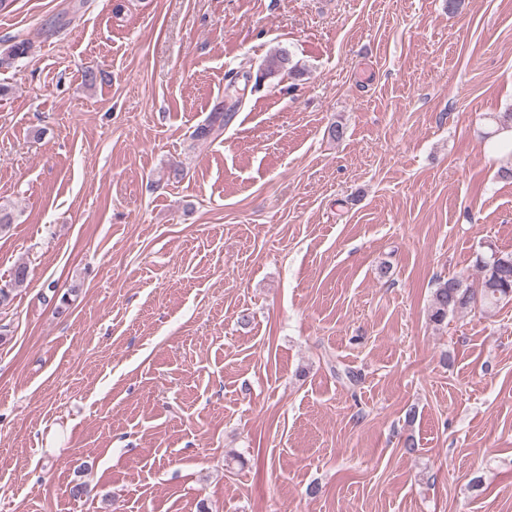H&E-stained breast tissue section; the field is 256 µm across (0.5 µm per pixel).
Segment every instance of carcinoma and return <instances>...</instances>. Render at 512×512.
<instances>
[{"label": "carcinoma", "instance_id": "1", "mask_svg": "<svg viewBox=\"0 0 512 512\" xmlns=\"http://www.w3.org/2000/svg\"><path fill=\"white\" fill-rule=\"evenodd\" d=\"M29 50L30 46L25 42L12 45L4 54H0V67L11 65L15 59L28 54ZM228 119L230 115L227 113H212L206 123L196 128L194 137L199 140L210 138L224 127V121ZM478 265L482 277L477 288L459 277H450L438 283L428 308L431 322L440 324L448 315L467 310L479 300L495 304L502 299H512V252H493L479 258ZM28 276L27 266L19 265L14 269L10 280L0 286L1 306L11 301L12 293L27 282Z\"/></svg>", "mask_w": 512, "mask_h": 512}]
</instances>
